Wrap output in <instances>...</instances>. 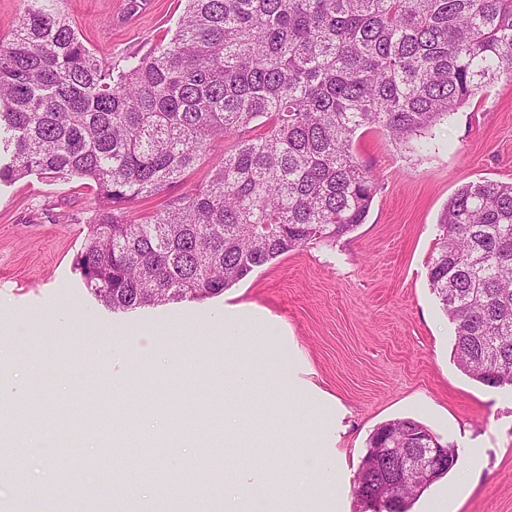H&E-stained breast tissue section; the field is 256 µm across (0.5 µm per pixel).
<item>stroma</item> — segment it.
I'll list each match as a JSON object with an SVG mask.
<instances>
[{
	"instance_id": "35a3bbf8",
	"label": "stroma",
	"mask_w": 512,
	"mask_h": 512,
	"mask_svg": "<svg viewBox=\"0 0 512 512\" xmlns=\"http://www.w3.org/2000/svg\"><path fill=\"white\" fill-rule=\"evenodd\" d=\"M126 0H65L81 40L108 62L142 55L170 40L185 0H152L127 14ZM415 152L382 133L356 134L352 150L378 186L368 216L353 233L327 245L295 250L256 268L223 294L115 311L91 295L76 268L88 221L99 202L87 180L48 181L30 175L0 183V349L7 391L0 413L21 409L24 433L14 457L0 460V512L15 494L13 471L32 485L65 478L69 512H88L97 495L111 512H156L184 484L198 486L216 512H268L272 501L298 500L303 512H363L354 493L358 466L375 428L398 418L424 423L459 459L476 457L467 482L449 473L428 487L410 512H512V388L482 385L451 357L454 325L428 281L438 220L449 198L468 183L512 182V79L482 95L425 134ZM234 139L213 141L198 166L165 194L132 206L139 220L204 184ZM247 311L252 338L247 366L256 384L234 394L221 384L226 346L212 320ZM112 336L116 359L102 368L88 335ZM179 350L192 374L175 382L166 364ZM154 372L127 394L125 414L143 435L165 436L178 400L193 421L173 442L189 457L172 475L167 455L142 452L98 432L59 451L57 430L72 416L112 427L113 375L132 373L137 357ZM290 385L278 404L266 385ZM301 449L276 445L286 427ZM324 452L336 470L325 486L311 456ZM106 467L136 473L144 492L119 504ZM258 476L272 498L238 500L232 476Z\"/></svg>"
}]
</instances>
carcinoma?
<instances>
[{"instance_id":"cac0c4a2","label":"carcinoma","mask_w":512,"mask_h":512,"mask_svg":"<svg viewBox=\"0 0 512 512\" xmlns=\"http://www.w3.org/2000/svg\"><path fill=\"white\" fill-rule=\"evenodd\" d=\"M512 78V0H187L167 43L107 66L64 0H23L0 36V183L87 179L102 200L76 266L113 310L220 295L297 249L362 224L376 179L352 151L375 129L423 134ZM235 137L206 183L136 223L210 142ZM429 282L473 380L512 386V182L459 188L438 224ZM404 418L370 436L356 497L408 512L428 483L370 487L372 449L440 443Z\"/></svg>"}]
</instances>
